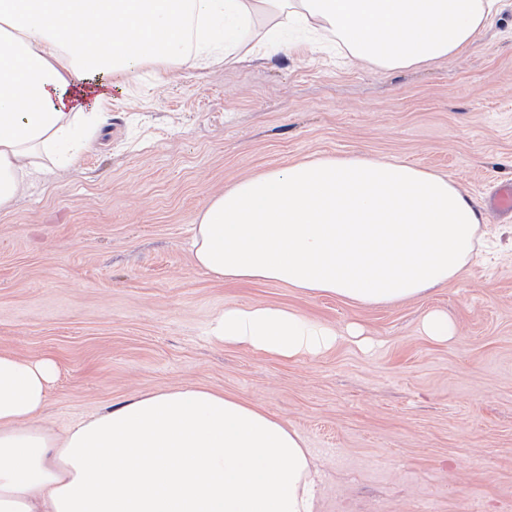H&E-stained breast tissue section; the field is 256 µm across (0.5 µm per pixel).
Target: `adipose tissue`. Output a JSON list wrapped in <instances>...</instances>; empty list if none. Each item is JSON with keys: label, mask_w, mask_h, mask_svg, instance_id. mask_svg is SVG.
<instances>
[{"label": "adipose tissue", "mask_w": 512, "mask_h": 512, "mask_svg": "<svg viewBox=\"0 0 512 512\" xmlns=\"http://www.w3.org/2000/svg\"><path fill=\"white\" fill-rule=\"evenodd\" d=\"M506 0H0V208L45 162L73 165L102 121L92 79L145 63L249 58L295 18L384 71L458 53ZM104 43L88 66L83 48ZM485 218L443 175L366 156H321L247 178L197 214L189 249L216 278L382 306L458 278ZM210 337L294 359L333 348L328 323L278 305L231 307ZM53 359L0 351V512H314L302 436L261 405L204 386L137 394L64 434L36 426Z\"/></svg>", "instance_id": "1"}]
</instances>
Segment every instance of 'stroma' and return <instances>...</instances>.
I'll return each instance as SVG.
<instances>
[{"label": "stroma", "instance_id": "1", "mask_svg": "<svg viewBox=\"0 0 512 512\" xmlns=\"http://www.w3.org/2000/svg\"><path fill=\"white\" fill-rule=\"evenodd\" d=\"M289 37L239 66L155 61L107 87L76 163L0 209V350L56 361L35 423L59 435L132 395L202 385L301 434L316 512H512V220L485 210L487 246L459 278L382 307L222 281L188 248L211 197L324 155L407 163L483 203L512 181V13L394 72ZM254 303L358 325L373 345L288 360L208 336L224 308ZM432 310L452 340L423 334Z\"/></svg>", "mask_w": 512, "mask_h": 512}]
</instances>
